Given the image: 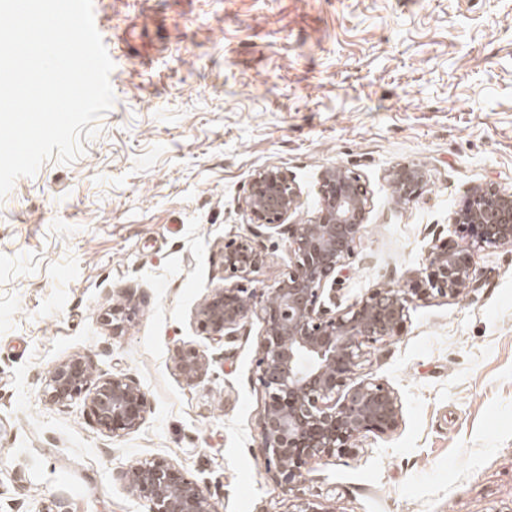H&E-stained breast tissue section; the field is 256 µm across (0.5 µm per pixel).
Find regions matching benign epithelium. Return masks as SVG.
Here are the masks:
<instances>
[{"mask_svg":"<svg viewBox=\"0 0 512 512\" xmlns=\"http://www.w3.org/2000/svg\"><path fill=\"white\" fill-rule=\"evenodd\" d=\"M426 170L405 164L388 174V187L401 204L415 200L427 184ZM321 201L308 218H298L300 190L279 167L258 170L250 179L242 209L250 223L284 227L292 265L267 290L237 285L213 290L198 306L200 334L216 344L237 336L255 311L263 323L256 358L264 393L260 418L266 472L285 487L296 484L314 458L343 454L364 432L386 434L397 428L400 401L385 383L355 374L362 346L398 335L409 306L433 293L458 297L473 283V255L479 249L512 246V192L493 183L476 186L455 212L454 223L466 245L444 242L429 252L426 266L401 288H374L349 307L334 311L336 289L329 280L354 255L366 223L370 192L361 177L344 166L321 175ZM262 253L248 237L224 244V270L246 276L259 271ZM133 308L113 306L103 319L121 336ZM178 375L194 382L207 374L211 359L193 346L174 358ZM43 394L64 407L81 399L87 414L107 436L138 430L148 413L145 392L124 374L104 377L92 362L74 356L57 363ZM126 489L145 502L146 512H216L210 496L166 458L141 461L121 475Z\"/></svg>","mask_w":512,"mask_h":512,"instance_id":"7a95c632","label":"benign epithelium"}]
</instances>
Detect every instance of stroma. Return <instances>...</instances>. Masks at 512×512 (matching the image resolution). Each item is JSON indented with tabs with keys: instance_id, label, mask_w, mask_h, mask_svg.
Here are the masks:
<instances>
[{
	"instance_id": "1",
	"label": "stroma",
	"mask_w": 512,
	"mask_h": 512,
	"mask_svg": "<svg viewBox=\"0 0 512 512\" xmlns=\"http://www.w3.org/2000/svg\"><path fill=\"white\" fill-rule=\"evenodd\" d=\"M115 58V102L72 163L46 161L0 198V512H145L130 465L166 458L218 512H512V247L473 258L455 298L411 304L400 335L366 344L358 379L388 384L397 428L316 458L291 489L265 470L263 393L250 314L234 344L195 321L214 289L272 285L288 235L241 208L256 170L279 166L320 203L332 165L360 174L368 220L336 281L339 308L402 287L432 247L460 242L467 192L512 191V0H93ZM428 184L407 205L402 164ZM253 235L260 272L232 280L225 242ZM123 335L102 321L125 303ZM213 363L195 383L179 346ZM87 357L150 403L142 427L102 434L82 401L43 395L55 364ZM426 170L417 164H405L388 174V187L396 201L401 204L415 200L427 184Z\"/></svg>"
}]
</instances>
